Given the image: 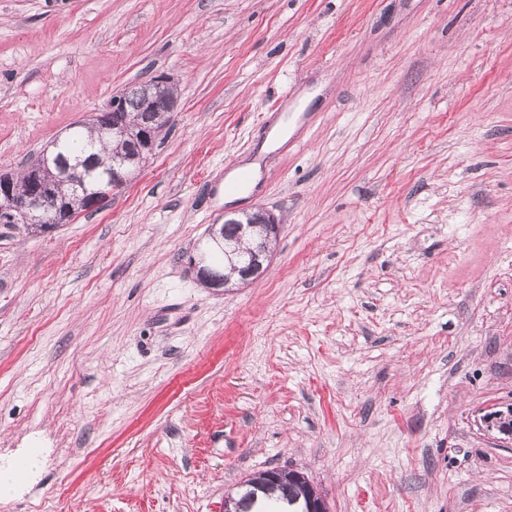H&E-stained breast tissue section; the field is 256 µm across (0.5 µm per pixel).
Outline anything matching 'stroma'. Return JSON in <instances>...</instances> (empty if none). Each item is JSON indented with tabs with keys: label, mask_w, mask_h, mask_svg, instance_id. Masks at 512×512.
<instances>
[{
	"label": "stroma",
	"mask_w": 512,
	"mask_h": 512,
	"mask_svg": "<svg viewBox=\"0 0 512 512\" xmlns=\"http://www.w3.org/2000/svg\"><path fill=\"white\" fill-rule=\"evenodd\" d=\"M160 75L102 209L0 223V512H224L269 468L331 512H512V0H0V170ZM260 207L267 273L204 287ZM224 221V245L233 239L236 232L235 224L238 225L237 234L234 237L233 242L238 244L243 240H249L251 230L257 226L256 224H261L267 240L276 237L279 229V222L277 221V218L272 212L266 209L258 210L257 218L250 221L248 224H243V222L237 220L235 217H227L226 214L224 215ZM239 257L240 253L236 251L235 247L232 251L225 252L219 245H211L208 252V261L212 269L224 277V279H221L219 275H215L212 270H210L203 253L199 254L197 259L194 258L192 262L197 268V276L202 283L214 287H223L228 284L232 274L238 276L239 280L237 285L241 284L237 270ZM213 259L215 262H213Z\"/></svg>",
	"instance_id": "obj_1"
}]
</instances>
